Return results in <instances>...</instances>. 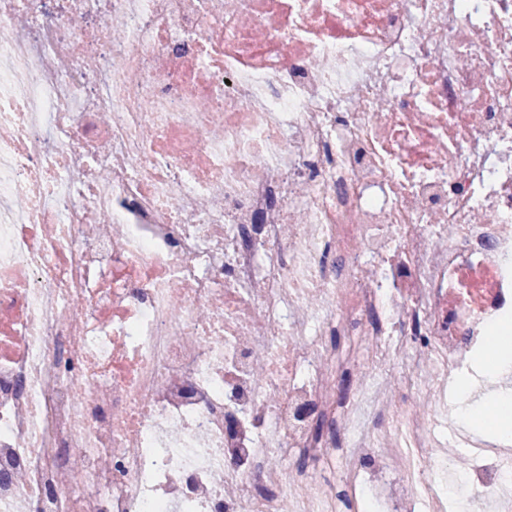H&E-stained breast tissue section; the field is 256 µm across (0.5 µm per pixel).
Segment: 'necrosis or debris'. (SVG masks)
Returning <instances> with one entry per match:
<instances>
[{
    "label": "necrosis or debris",
    "mask_w": 512,
    "mask_h": 512,
    "mask_svg": "<svg viewBox=\"0 0 512 512\" xmlns=\"http://www.w3.org/2000/svg\"><path fill=\"white\" fill-rule=\"evenodd\" d=\"M511 316L512 0H0V512H512Z\"/></svg>",
    "instance_id": "obj_1"
}]
</instances>
